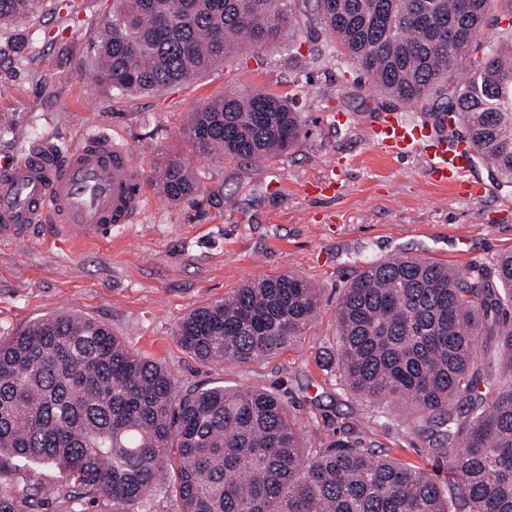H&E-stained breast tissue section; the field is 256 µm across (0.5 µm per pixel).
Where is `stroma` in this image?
I'll use <instances>...</instances> for the list:
<instances>
[{
	"instance_id": "1",
	"label": "stroma",
	"mask_w": 512,
	"mask_h": 512,
	"mask_svg": "<svg viewBox=\"0 0 512 512\" xmlns=\"http://www.w3.org/2000/svg\"><path fill=\"white\" fill-rule=\"evenodd\" d=\"M112 3L38 0L17 25L20 48L0 29V115L17 129L0 133V156L41 140L64 150L100 130L123 139L148 174L165 154L183 156L201 190L173 202L148 178L138 222L113 227L111 235L0 242V334L59 312L90 316L162 363L177 392L216 382L272 390L295 414L308 447H325L335 428L351 426L393 457L432 467L406 406L376 417L327 368L336 307L370 258H427L464 272L512 251V206L501 202L512 198V183L477 165L474 175L490 192L467 200L435 186L416 157L375 148L379 115L400 110L425 122L442 99L404 106L373 89L302 0H293L285 42L240 50L204 75L149 95L88 78ZM241 86L291 100L302 120L300 140L255 164L198 158L183 135L189 111ZM331 176L340 181L336 194L309 193L310 183ZM274 181L279 190H271ZM288 272L322 297L319 314L289 351L264 362L209 365L178 343L176 326L186 314L249 279Z\"/></svg>"
}]
</instances>
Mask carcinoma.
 Listing matches in <instances>:
<instances>
[{
	"label": "carcinoma",
	"mask_w": 512,
	"mask_h": 512,
	"mask_svg": "<svg viewBox=\"0 0 512 512\" xmlns=\"http://www.w3.org/2000/svg\"><path fill=\"white\" fill-rule=\"evenodd\" d=\"M290 0H115L93 77L151 93L208 71L243 45L288 31ZM35 0H0V27ZM494 0H314L325 31L368 83L415 104L452 80ZM506 34L455 87L440 113L480 159L512 182V0ZM301 136L297 110L243 88L195 108L184 130L200 158L268 160ZM154 183L171 201L200 192L189 163L169 156ZM321 307L296 273L251 280L178 323L203 364L272 359ZM340 382L383 417L393 401L419 418L434 471L410 466L351 429L306 448L275 393L217 385L174 392L161 364L93 318L52 314L0 336V512H45L97 500L112 512L172 493L180 512H512V252L465 274L417 257L371 260L336 308ZM497 342L500 368L478 360ZM468 402L467 413L453 406ZM48 465L56 479L27 472ZM447 469L443 483L436 472Z\"/></svg>",
	"instance_id": "carcinoma-1"
}]
</instances>
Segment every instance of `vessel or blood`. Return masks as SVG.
<instances>
[{"label":"vessel or blood","mask_w":512,"mask_h":512,"mask_svg":"<svg viewBox=\"0 0 512 512\" xmlns=\"http://www.w3.org/2000/svg\"><path fill=\"white\" fill-rule=\"evenodd\" d=\"M376 148L417 157L437 184L480 198L485 186L472 175V147H450L435 126L387 115L372 129ZM143 174L130 148L106 132L85 136L68 151L36 143L23 155L0 160V240L18 245L38 235L61 241L93 238L135 223Z\"/></svg>","instance_id":"b4317fda"}]
</instances>
